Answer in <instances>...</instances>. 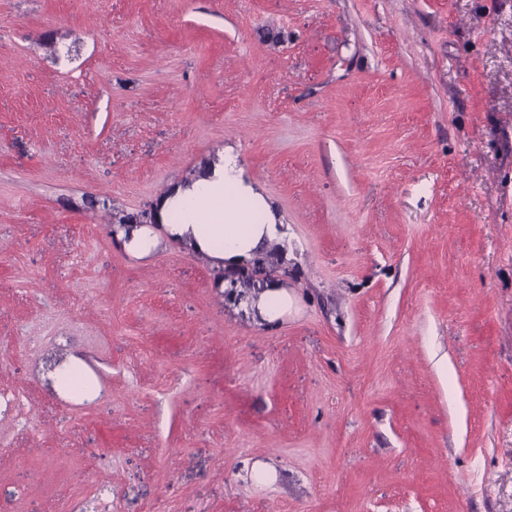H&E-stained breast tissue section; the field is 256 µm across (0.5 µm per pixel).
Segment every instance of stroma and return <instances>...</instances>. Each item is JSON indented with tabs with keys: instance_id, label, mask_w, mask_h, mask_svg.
<instances>
[{
	"instance_id": "obj_1",
	"label": "stroma",
	"mask_w": 512,
	"mask_h": 512,
	"mask_svg": "<svg viewBox=\"0 0 512 512\" xmlns=\"http://www.w3.org/2000/svg\"><path fill=\"white\" fill-rule=\"evenodd\" d=\"M227 149L271 329L112 234ZM0 389V512H512V0H0ZM247 298L252 308L255 307L256 312H252L259 317L261 324L265 323L268 327L277 325L291 306L288 291L276 282L266 283L262 291Z\"/></svg>"
}]
</instances>
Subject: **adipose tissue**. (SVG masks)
<instances>
[{"label": "adipose tissue", "instance_id": "obj_1", "mask_svg": "<svg viewBox=\"0 0 512 512\" xmlns=\"http://www.w3.org/2000/svg\"><path fill=\"white\" fill-rule=\"evenodd\" d=\"M159 216L171 241L236 268L281 239L263 196L245 182L233 160H220L194 183L163 197Z\"/></svg>", "mask_w": 512, "mask_h": 512}]
</instances>
